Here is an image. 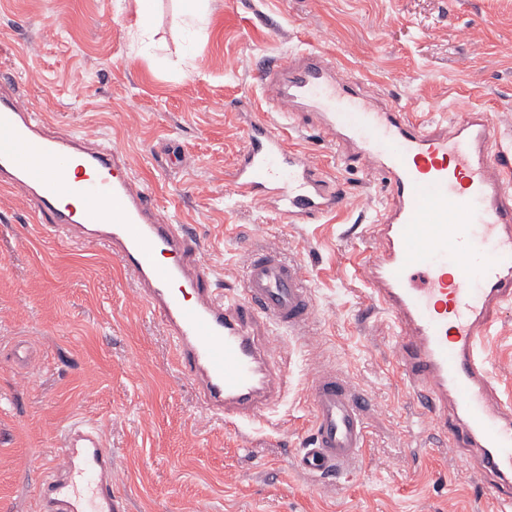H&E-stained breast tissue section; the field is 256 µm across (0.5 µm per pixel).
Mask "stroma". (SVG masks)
<instances>
[{"label":"stroma","mask_w":512,"mask_h":512,"mask_svg":"<svg viewBox=\"0 0 512 512\" xmlns=\"http://www.w3.org/2000/svg\"><path fill=\"white\" fill-rule=\"evenodd\" d=\"M179 12L180 0H156L144 33L134 0H0V72L52 127L119 148L162 216L195 227L225 286L241 288L250 248L298 261L316 319L298 336L254 324L290 386L264 425L238 429L201 409L117 260L39 227L22 195L0 189V512H40V475L73 420L99 425L125 512H494V479L416 426L391 366L392 324L354 273L384 186L340 165L306 121L294 144L353 210L282 224L233 202L230 176L238 111L262 98L252 62L304 46L334 53L413 116L481 107L512 155V0H208L189 47ZM497 318L484 351L507 399L512 303ZM325 368L368 400L367 450L347 477L317 481L294 457L312 434L307 382Z\"/></svg>","instance_id":"stroma-1"}]
</instances>
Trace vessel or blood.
<instances>
[{
	"label": "vessel or blood",
	"instance_id": "obj_1",
	"mask_svg": "<svg viewBox=\"0 0 512 512\" xmlns=\"http://www.w3.org/2000/svg\"><path fill=\"white\" fill-rule=\"evenodd\" d=\"M266 115L251 119L231 173L234 198L306 224L347 200L288 132L314 115L344 164L377 175L388 200L369 235L373 255L356 273L396 330L393 361L423 425L470 451L502 483L512 512V403L501 399L484 355L497 309L512 300V158L497 148L488 112L448 121L411 119L334 55L303 49L258 62ZM11 78L0 75V187L19 190L39 223L76 243L104 244L173 341L178 370L202 408L235 426L253 424L288 394V373L266 321L296 335L314 320L301 266L278 248L249 250L243 288L224 290L204 265L188 224L164 218L123 156L76 134L54 135ZM74 164L75 178L64 175ZM312 439L295 461L312 478L341 476L366 446L368 402L333 369L308 383ZM61 452L42 473V512H123L112 493V453L93 423L61 431Z\"/></svg>",
	"mask_w": 512,
	"mask_h": 512
}]
</instances>
